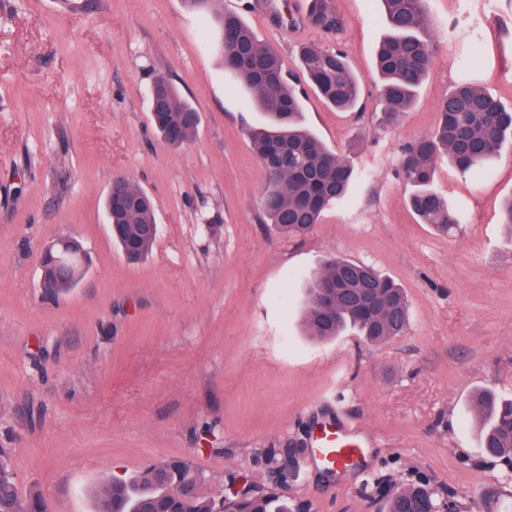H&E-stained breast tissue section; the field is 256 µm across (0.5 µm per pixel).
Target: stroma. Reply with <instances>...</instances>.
<instances>
[{
	"label": "stroma",
	"mask_w": 512,
	"mask_h": 512,
	"mask_svg": "<svg viewBox=\"0 0 512 512\" xmlns=\"http://www.w3.org/2000/svg\"><path fill=\"white\" fill-rule=\"evenodd\" d=\"M331 6L335 33L305 24L308 0H224L286 72L314 44L342 50L362 80L351 112L304 96L307 127L366 177L291 240L261 220L248 132L263 115L182 0H99L91 12L0 0V448L20 494L39 489L51 512H93L105 480L183 457L209 497L259 484L305 512H381L392 487L425 482L457 512H512V465L485 458L465 421L477 393L512 398V234L499 222L512 147L480 178L438 164L436 190L468 211L448 236L418 222L399 170L461 78L512 106V0H429L434 63L392 124L375 69L379 0ZM160 74L200 116L180 146L151 124ZM117 176L156 203L159 234L136 265L102 207ZM62 236L83 244L89 266L51 297L40 252ZM336 256L403 288L404 336H305L306 281ZM339 412L368 446L360 464L330 473L311 464L310 438ZM273 455L287 480L270 478Z\"/></svg>",
	"instance_id": "obj_1"
}]
</instances>
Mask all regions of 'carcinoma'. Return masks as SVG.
Listing matches in <instances>:
<instances>
[{"label": "carcinoma", "mask_w": 512, "mask_h": 512, "mask_svg": "<svg viewBox=\"0 0 512 512\" xmlns=\"http://www.w3.org/2000/svg\"><path fill=\"white\" fill-rule=\"evenodd\" d=\"M200 14L209 47L224 68L238 78L247 104L258 106L266 123L251 131L250 144L261 162L265 189L260 206L266 223L290 238L306 235L322 214L344 204L363 179L350 158L337 153L303 125L302 96L288 80L279 53L262 41L233 13L224 12V0H183ZM387 33L378 42L376 67L383 81L380 100L385 119L393 120L414 103L434 62L425 0H380ZM306 22L336 32L340 19L329 0H310ZM306 81L330 106L354 109L361 80L341 50L304 46L300 51ZM151 122L167 142L179 145L195 134L199 114L168 79L159 76L150 92ZM512 140V108L489 90L465 79L458 82L440 106L434 131L402 152L399 165L411 188L408 204L423 224L448 234L466 220L465 211L452 205L434 188L437 159L444 156L463 175H480ZM129 205H112V240L121 251L134 247L145 258L154 239L138 234L143 224H154L155 206L141 189L120 185ZM338 280L339 288H327ZM304 328L313 341H329L349 328L372 345L403 335L409 326V304L402 288L372 267L340 258H328L307 282ZM473 415L488 420L482 434L486 457L512 462V400L498 401L478 394ZM205 477L185 459L150 463L134 480L114 478L97 495L96 512H293L288 503L259 485L220 499L202 493ZM193 492L185 494V489ZM447 499L424 486L398 487L388 497L386 512L441 509ZM45 498L37 490L19 494L13 472L0 460V512H44Z\"/></svg>", "instance_id": "cac0c4a2"}]
</instances>
